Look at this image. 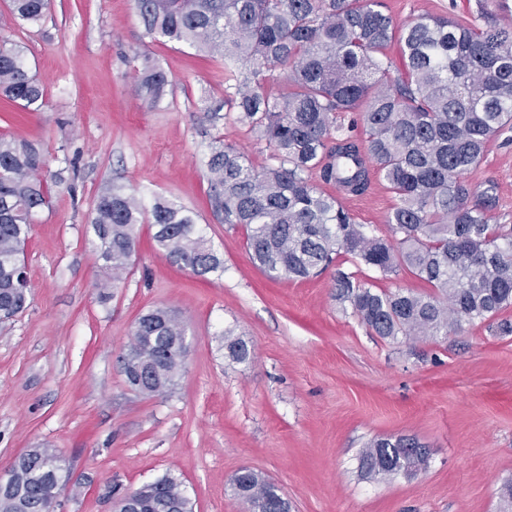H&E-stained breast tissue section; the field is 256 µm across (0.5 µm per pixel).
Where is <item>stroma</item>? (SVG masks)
<instances>
[{
	"mask_svg": "<svg viewBox=\"0 0 512 512\" xmlns=\"http://www.w3.org/2000/svg\"><path fill=\"white\" fill-rule=\"evenodd\" d=\"M381 3L399 25L476 11V0ZM9 5L0 0V37L24 47L44 104L0 102V137L42 151L51 192L24 246L29 304L0 321V473L28 449H56L69 471L56 512H113V486L164 476L194 512H244L229 488L243 467L273 479L291 512H512L498 495L512 480V335L466 323L433 339L384 340L342 310L334 269L270 278L243 230L212 215V139L259 168L271 155L222 109L223 60L149 42L134 0H50L41 23L22 26L9 23ZM146 57L172 81L156 105L133 92ZM466 178L497 184L493 221L512 225V130ZM108 183L192 210L223 274L171 264L145 223L125 280L107 286L89 215ZM341 203L387 236L395 199L378 173ZM156 307L180 316L189 343L179 384L163 397L131 390L119 363L137 319ZM228 327L253 345L252 360L225 357ZM399 435L426 446V470L363 475V446Z\"/></svg>",
	"mask_w": 512,
	"mask_h": 512,
	"instance_id": "obj_1",
	"label": "stroma"
}]
</instances>
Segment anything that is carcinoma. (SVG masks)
<instances>
[{
	"instance_id": "carcinoma-1",
	"label": "carcinoma",
	"mask_w": 512,
	"mask_h": 512,
	"mask_svg": "<svg viewBox=\"0 0 512 512\" xmlns=\"http://www.w3.org/2000/svg\"><path fill=\"white\" fill-rule=\"evenodd\" d=\"M50 0H12L16 24H37ZM150 41L186 44L224 59V105L238 112L272 150L274 164L256 168L218 137L206 161L217 220L246 231L254 263L269 275L301 280L336 265V300L382 339L446 336L464 323L497 321L512 335V228L493 224L496 184L474 189L465 174L487 145L512 128V18L503 22L479 3L474 21L423 14L402 27L378 9V0H135ZM399 45L400 65L384 62ZM282 69L283 92L265 88L267 73ZM171 80L144 60L135 92L156 104ZM0 96L40 108L44 91L24 50L0 45ZM351 115L348 126L340 113ZM363 127L365 138L351 134ZM374 164L395 204L389 235H369L318 178L347 195L368 189ZM43 154L0 138V315L27 305L17 285L21 246L36 216L49 205L39 173ZM154 224V240L171 263L198 275L224 273V262L196 215L156 202L146 208L135 192L110 184L95 198L94 246L117 287L137 246V226ZM357 270L335 264L342 254ZM365 266L388 277L408 270L431 291L379 288L360 278ZM182 322L168 308L141 315L122 370L129 386L148 396L177 385L188 349ZM225 356L252 358L248 342L224 330ZM371 477L415 476L427 449L407 436L369 442L358 456ZM62 458L54 448H32L10 484L0 487V512H42L61 487ZM246 512H289L281 489L243 468L231 480ZM180 484L162 477L137 491V512H172Z\"/></svg>"
}]
</instances>
